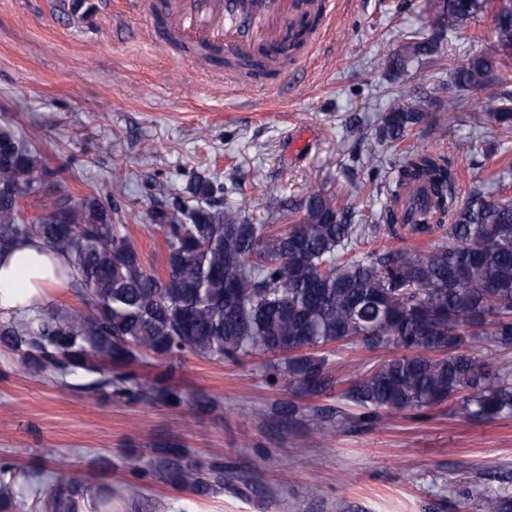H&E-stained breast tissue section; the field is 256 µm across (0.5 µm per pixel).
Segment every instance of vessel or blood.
I'll list each match as a JSON object with an SVG mask.
<instances>
[{"label":"vessel or blood","instance_id":"vessel-or-blood-1","mask_svg":"<svg viewBox=\"0 0 512 512\" xmlns=\"http://www.w3.org/2000/svg\"><path fill=\"white\" fill-rule=\"evenodd\" d=\"M336 0H169L171 31L184 43L266 62L280 54L288 28L308 15L329 21Z\"/></svg>","mask_w":512,"mask_h":512}]
</instances>
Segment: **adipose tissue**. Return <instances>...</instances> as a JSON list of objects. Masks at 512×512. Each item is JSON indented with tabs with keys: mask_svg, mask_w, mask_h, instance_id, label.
Instances as JSON below:
<instances>
[{
	"mask_svg": "<svg viewBox=\"0 0 512 512\" xmlns=\"http://www.w3.org/2000/svg\"><path fill=\"white\" fill-rule=\"evenodd\" d=\"M65 259L31 239L0 254V316H21L53 306L68 284Z\"/></svg>",
	"mask_w": 512,
	"mask_h": 512,
	"instance_id": "1",
	"label": "adipose tissue"
}]
</instances>
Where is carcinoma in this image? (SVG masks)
Returning <instances> with one entry per match:
<instances>
[{
    "label": "carcinoma",
    "mask_w": 512,
    "mask_h": 512,
    "mask_svg": "<svg viewBox=\"0 0 512 512\" xmlns=\"http://www.w3.org/2000/svg\"><path fill=\"white\" fill-rule=\"evenodd\" d=\"M489 0H433L432 33L412 32L386 57L394 77L414 61H435L440 35L477 17ZM495 50L476 53L454 68L448 116H432L434 101L418 95L382 113V139L396 143L426 125L435 140L471 106L485 141L512 132V0L492 15ZM224 65L248 75V57ZM49 175L24 136L0 126V252L38 239L67 257L69 285L87 309L36 308L0 321V347L17 355L24 371L51 378L74 392L110 401H147L178 407L184 393L160 376L132 370L152 357L174 361L184 351L236 361L257 352L283 354L271 366L275 381L288 377L308 397L332 391L335 347L354 343L395 355L358 374L339 397L364 409L371 423L381 411H422L463 394L464 415L491 420L512 414V372L493 359L512 350V200L490 199L481 188L464 203L458 174L439 152L412 147L396 174L374 224L352 223L353 213L322 186L301 201L302 215L286 224H252L240 210L220 208L224 188L195 176L170 206L151 218L167 243L166 276L149 271L112 223V204L95 195L69 207L24 216L22 195H39L34 173ZM428 237L424 252L358 250L381 234ZM480 344L485 354L472 347ZM12 469L0 463V509L16 507ZM140 483L124 496L145 498V477L161 472L196 496L224 489V459L202 465L184 448H153L146 463L131 460ZM35 496L46 493L44 512H112V487L87 484L39 469L28 474ZM481 512H512V496L482 497Z\"/></svg>",
    "instance_id": "cac0c4a2"
}]
</instances>
